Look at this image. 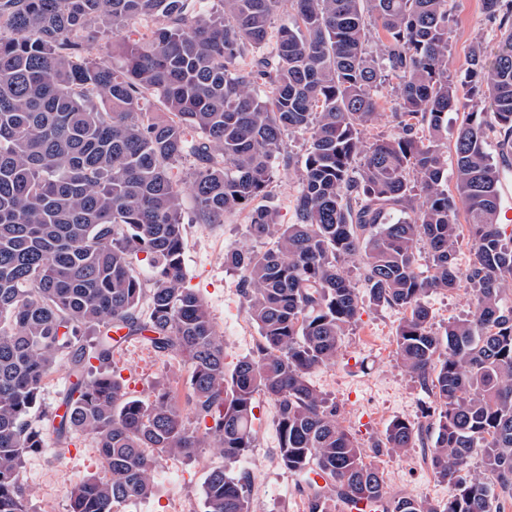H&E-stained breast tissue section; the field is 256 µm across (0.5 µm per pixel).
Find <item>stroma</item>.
Masks as SVG:
<instances>
[{"label":"stroma","mask_w":512,"mask_h":512,"mask_svg":"<svg viewBox=\"0 0 512 512\" xmlns=\"http://www.w3.org/2000/svg\"><path fill=\"white\" fill-rule=\"evenodd\" d=\"M448 58L451 71H459L474 49L493 55L501 32L482 10L481 0H450ZM305 136L289 133L270 192L263 206L274 210L283 224L295 220L298 174L306 156ZM186 229L184 250L185 285L206 303L224 339V365L233 370L238 360L256 349L258 328L247 313L239 288L238 272L224 264V251L238 245L249 249L271 247V240H257L247 233V214L240 211L220 224H202L194 218V201L183 198ZM469 288L430 293L425 303L432 313L433 330L443 334L448 323L465 318L472 309ZM402 313L386 304L363 301L352 328L343 339L335 362L313 371L312 385L337 406V420L359 443L370 462L384 477L388 498L409 497L438 503L448 497L447 483L430 469L423 448L402 453L381 448L388 425L405 418L423 428L437 420V403L417 378L408 373L396 357L395 333ZM112 369L120 376L130 395L151 399L160 390L185 394L188 366L181 359L157 353L149 343L132 337L116 351ZM254 443L239 462L224 459L205 448L196 458L161 455L155 462L156 491L150 497L125 502L118 512H174L185 504L191 512H204L203 485L207 473L225 467L229 476L245 478L246 495L252 512H306L309 485L304 476L288 472L279 459L277 406L265 395L256 397ZM103 472L95 442L77 436L65 455H58L55 443L28 455L21 480L29 492L33 512H67V490L92 475Z\"/></svg>","instance_id":"stroma-1"}]
</instances>
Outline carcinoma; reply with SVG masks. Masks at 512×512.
Masks as SVG:
<instances>
[{"label":"carcinoma","instance_id":"obj_1","mask_svg":"<svg viewBox=\"0 0 512 512\" xmlns=\"http://www.w3.org/2000/svg\"><path fill=\"white\" fill-rule=\"evenodd\" d=\"M220 2L218 15H189L187 0H0V512H30L20 471L49 438L61 455L75 435L91 436L106 470L70 489L68 512H116L150 494L155 452L215 448L238 462L253 447L259 393L278 403L280 461L309 477V512H329L334 498L380 500L386 512H495L512 496V309L502 305L512 238L488 139L500 158L512 154V0H482L505 32L493 57L474 50L456 76L448 0H293L268 56L281 0ZM104 27L118 66L94 53ZM248 53L254 64L242 69ZM392 79L397 133L368 139ZM483 100L490 110L475 111ZM469 106L450 194L445 119ZM286 130L310 141L292 224L258 204ZM187 159L203 223L247 209L251 234L273 239L224 255L259 329L230 373L205 303L184 287L174 169ZM461 209L473 253L463 270ZM349 262L361 266V289L344 275ZM463 283L472 316L441 338L424 298ZM363 295L403 312L396 355L438 404L429 454L450 488L444 502L387 499L336 405L309 383L336 358ZM122 327L187 363L194 420L169 391L128 396L112 374V329ZM57 366L74 378L61 414L40 406ZM418 442L423 429L407 419L385 432L394 452ZM475 453L483 471L469 478ZM204 507L250 512L244 484L222 468L205 479Z\"/></svg>","mask_w":512,"mask_h":512}]
</instances>
